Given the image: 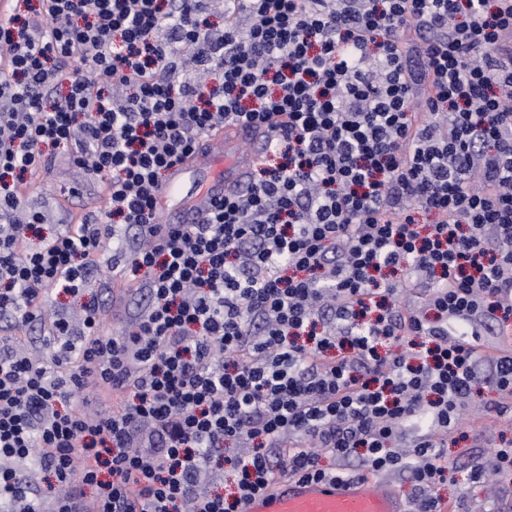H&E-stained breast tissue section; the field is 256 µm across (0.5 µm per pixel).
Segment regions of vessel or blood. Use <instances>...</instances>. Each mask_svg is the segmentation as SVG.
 Masks as SVG:
<instances>
[{"label": "vessel or blood", "mask_w": 512, "mask_h": 512, "mask_svg": "<svg viewBox=\"0 0 512 512\" xmlns=\"http://www.w3.org/2000/svg\"><path fill=\"white\" fill-rule=\"evenodd\" d=\"M243 134L216 132L207 150L189 155L168 171L156 205L169 224H196L224 196L240 188L262 162L263 152L244 149ZM244 512H410L387 481L308 480L280 477L249 498Z\"/></svg>", "instance_id": "vessel-or-blood-1"}]
</instances>
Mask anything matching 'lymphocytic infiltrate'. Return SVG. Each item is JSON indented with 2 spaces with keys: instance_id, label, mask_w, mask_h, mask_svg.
I'll return each instance as SVG.
<instances>
[{
  "instance_id": "1",
  "label": "lymphocytic infiltrate",
  "mask_w": 512,
  "mask_h": 512,
  "mask_svg": "<svg viewBox=\"0 0 512 512\" xmlns=\"http://www.w3.org/2000/svg\"><path fill=\"white\" fill-rule=\"evenodd\" d=\"M210 6L0 14V512H241L354 458L441 512L481 366L512 408V348L481 341L512 320V0H227L220 30ZM227 123L266 160L163 226L164 177ZM61 148L104 204L35 243L28 179ZM109 247L144 299L115 336L97 301L49 308Z\"/></svg>"
}]
</instances>
